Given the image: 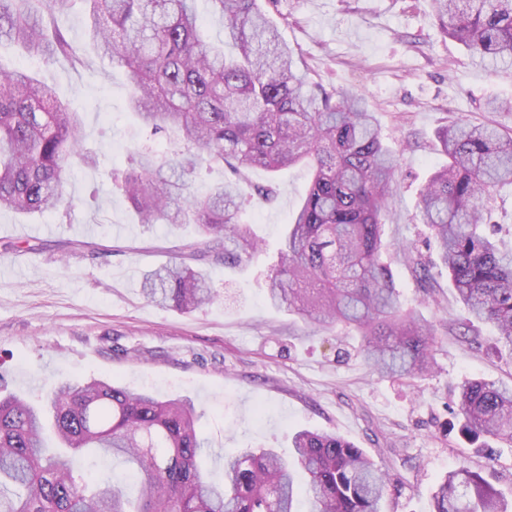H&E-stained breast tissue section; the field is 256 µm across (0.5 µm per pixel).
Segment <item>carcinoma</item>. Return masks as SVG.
<instances>
[{
    "instance_id": "1",
    "label": "carcinoma",
    "mask_w": 512,
    "mask_h": 512,
    "mask_svg": "<svg viewBox=\"0 0 512 512\" xmlns=\"http://www.w3.org/2000/svg\"><path fill=\"white\" fill-rule=\"evenodd\" d=\"M196 0H0V44L45 61L90 64L56 23L85 7L96 54L125 72L141 127L171 129L183 149L168 158L139 146L126 166L107 172L141 224L197 226L179 260L146 272L142 293L183 313L212 303L207 274L191 263L213 256L246 264L260 249L241 223L239 180L256 166L272 172L300 162L312 170L301 207L288 222L266 298L318 328L340 325L360 336L374 370L406 380L433 364L435 330L405 307L385 254L424 279L422 255L384 239L388 196L397 187L396 155L385 146L365 97L307 87L279 25L281 0H210L227 53L203 37ZM440 25L479 62L512 64V0H431ZM447 158L420 191L428 225L467 317L497 330L512 347V250L492 223L498 189L512 185V135L459 119L438 133ZM99 166L83 146L82 115L28 69L0 68V211L52 212L63 203L62 172ZM227 165L234 178L199 196L184 194L198 167ZM451 414L460 432L512 443V386L466 382ZM192 400L161 401L115 381L64 379L44 399L0 396V512H383L387 473L351 442L301 430L292 460L274 448L224 457L220 475L205 467L206 446ZM92 451L125 465L124 475L88 479L75 456ZM433 512H509L505 495L478 472L459 468L440 480Z\"/></svg>"
}]
</instances>
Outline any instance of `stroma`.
I'll return each instance as SVG.
<instances>
[{
    "label": "stroma",
    "instance_id": "35a3bbf8",
    "mask_svg": "<svg viewBox=\"0 0 512 512\" xmlns=\"http://www.w3.org/2000/svg\"><path fill=\"white\" fill-rule=\"evenodd\" d=\"M283 8L281 31L308 83L364 95L400 156L384 237L413 242L430 266L432 302L410 266L391 269L396 288L436 330L432 371L412 382L377 373L359 356L355 333L309 326L267 302L266 275L309 187L302 165L274 174L255 168L241 180V219L262 248L243 266L203 264L218 293L213 303L182 313L149 302L144 273L172 261L197 230L140 224L108 190L107 170L124 166L144 141L125 73L98 60L86 68L46 62L6 44L0 65L34 70L77 108L100 165L66 170L65 207L0 212V388L36 400L62 378H97L190 398L204 414L207 465L216 473L225 453L262 446L286 454L294 431H330L388 473L385 512H432L438 479L462 465L511 492L512 444L494 443L486 454L446 423L465 381L512 385V352L487 324L475 344L446 333L466 312L414 215L421 186L445 160L437 140L444 126L462 118L512 133V112L486 107L493 97L512 99V67L473 65L441 30L430 0H284ZM270 182L277 196L267 203L256 189Z\"/></svg>",
    "mask_w": 512,
    "mask_h": 512
}]
</instances>
